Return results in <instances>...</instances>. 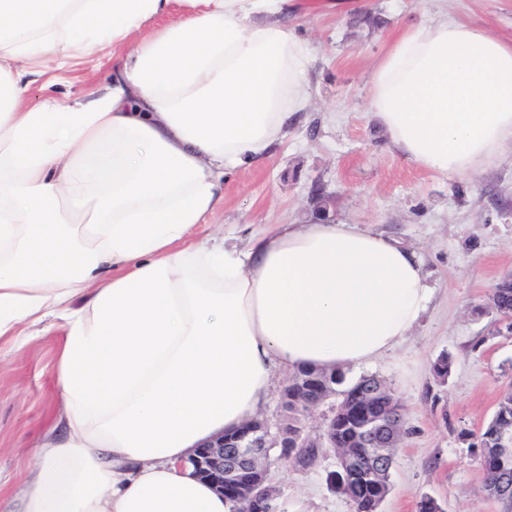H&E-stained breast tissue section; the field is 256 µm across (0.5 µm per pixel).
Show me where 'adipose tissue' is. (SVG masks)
Returning <instances> with one entry per match:
<instances>
[{"mask_svg":"<svg viewBox=\"0 0 512 512\" xmlns=\"http://www.w3.org/2000/svg\"><path fill=\"white\" fill-rule=\"evenodd\" d=\"M299 9L0 0V338L65 330L60 430L0 512H232L192 475L193 450L260 414L276 373L372 364L427 312L417 253L364 224L190 240L225 172L282 144L310 105ZM107 52L101 93L33 99L47 64ZM369 109L404 159L475 176L512 146V39L450 18L401 27Z\"/></svg>","mask_w":512,"mask_h":512,"instance_id":"ef3b65f1","label":"adipose tissue"}]
</instances>
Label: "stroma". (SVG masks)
<instances>
[{
	"label": "stroma",
	"instance_id": "obj_1",
	"mask_svg": "<svg viewBox=\"0 0 512 512\" xmlns=\"http://www.w3.org/2000/svg\"><path fill=\"white\" fill-rule=\"evenodd\" d=\"M298 18L311 45L312 99L288 140L263 162L224 177V202L194 240L223 225L238 243L273 224L314 219L322 185L333 220L368 224L416 249L434 290L412 336L348 380L375 375L402 406L406 432L394 452L391 489L380 512H418L430 495L443 512H504L484 489L477 438L512 384V324L490 294L512 273V148L478 176L447 178L405 161L388 147L368 109V74L398 23L449 15L496 35H512V0H346L331 13L320 0ZM112 76V58L48 69L39 98L88 97ZM64 331L20 342L0 340V491L29 478L34 451L54 427L56 369ZM447 356V376L434 372ZM334 458L299 470L271 465L288 512H353L330 490Z\"/></svg>",
	"mask_w": 512,
	"mask_h": 512
}]
</instances>
